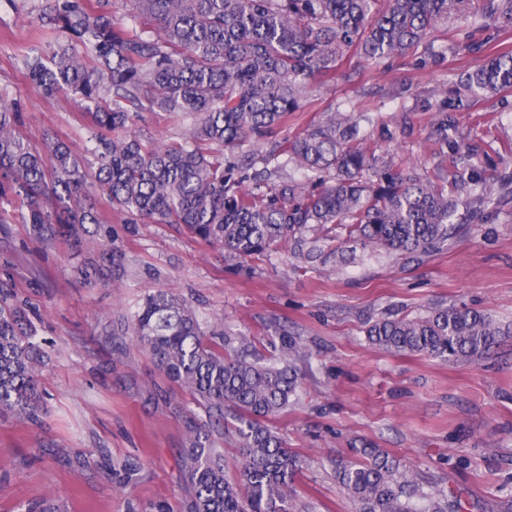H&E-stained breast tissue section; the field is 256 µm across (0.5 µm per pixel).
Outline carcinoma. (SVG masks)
<instances>
[{
	"label": "carcinoma",
	"instance_id": "cac0c4a2",
	"mask_svg": "<svg viewBox=\"0 0 512 512\" xmlns=\"http://www.w3.org/2000/svg\"><path fill=\"white\" fill-rule=\"evenodd\" d=\"M130 22H113L114 0H38L34 11L51 35L24 47L27 81L47 94L66 93L88 120L84 151L53 136L32 146L19 131L20 106L0 93V198L19 202L21 223L50 246L91 242L99 223L86 204L88 170L109 206L154 224H179L193 237L256 269L284 246L313 262L315 236L327 224L367 251L424 258L453 237L459 206L485 209L494 194H512V178L451 169L412 175L368 146L360 118L330 112L304 133L273 142L269 166L248 178L235 152L258 142L299 112L311 82L330 79L343 49L369 61L401 55L448 17V0H130ZM512 26V0H488L480 27ZM469 98L512 88V51L463 74ZM168 112L184 123L166 140L143 137L145 112ZM431 134L448 143V115ZM102 262L122 252L96 240ZM137 342L157 367L210 418L224 421L239 454L226 475L224 451L208 421L182 415L186 431L187 512H307L291 481L303 468L272 419L297 397L308 353L285 342L288 363H262L249 340L208 329L171 289L144 296L128 318ZM508 328L484 310L436 307L412 318L385 315L366 336L399 354L443 361L478 360ZM24 304L0 287V412L39 420V372ZM354 512H464L453 488L424 491L411 469L370 444L350 458L329 459Z\"/></svg>",
	"mask_w": 512,
	"mask_h": 512
}]
</instances>
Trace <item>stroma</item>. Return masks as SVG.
Wrapping results in <instances>:
<instances>
[{
    "instance_id": "obj_1",
    "label": "stroma",
    "mask_w": 512,
    "mask_h": 512,
    "mask_svg": "<svg viewBox=\"0 0 512 512\" xmlns=\"http://www.w3.org/2000/svg\"><path fill=\"white\" fill-rule=\"evenodd\" d=\"M486 0H460L446 21L407 54L367 62L346 49L334 81L314 87L274 137L303 133L331 109L363 112L368 141L401 169L433 172L448 156L430 136L437 113L461 90L459 77L491 48L512 50V29H477ZM0 8V90L19 102L20 130L36 147L46 136L82 143L86 119L65 96L45 97L22 72L19 47L40 30L28 9ZM469 51L454 54L452 45ZM450 141L471 163L512 174V89L453 113ZM94 206L125 255V273L104 269L90 285L74 271L93 260L60 241L46 247L27 225L0 224V286L23 301L47 352L39 394L43 422L0 416V512L51 499L64 512H184L185 429L190 397L120 326L146 292L172 288L208 325L254 340L281 357L284 334L306 345L299 399L275 425L305 465L293 483L310 512H353L326 459L356 441L383 448L426 485L461 491L465 512H502L512 497V335L476 361L444 363L370 343L368 322L467 305L512 322V196L488 215L459 211L448 249L423 260L357 253L343 265H308L285 253L250 273L177 224H153ZM135 472H128V465Z\"/></svg>"
}]
</instances>
